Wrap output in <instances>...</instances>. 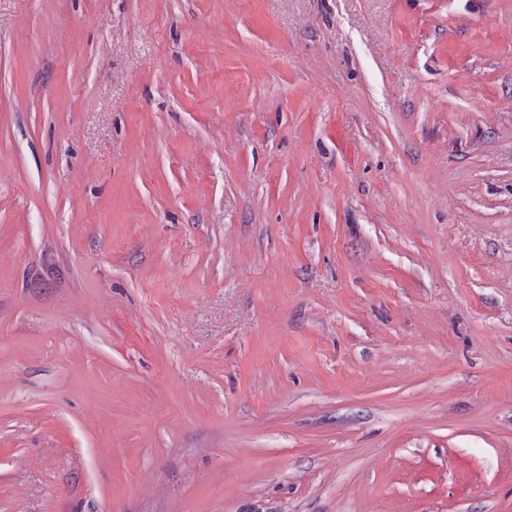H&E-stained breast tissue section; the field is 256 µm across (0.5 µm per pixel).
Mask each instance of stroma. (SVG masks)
<instances>
[{"label": "stroma", "mask_w": 512, "mask_h": 512, "mask_svg": "<svg viewBox=\"0 0 512 512\" xmlns=\"http://www.w3.org/2000/svg\"><path fill=\"white\" fill-rule=\"evenodd\" d=\"M0 512H512V0H0Z\"/></svg>", "instance_id": "obj_1"}]
</instances>
